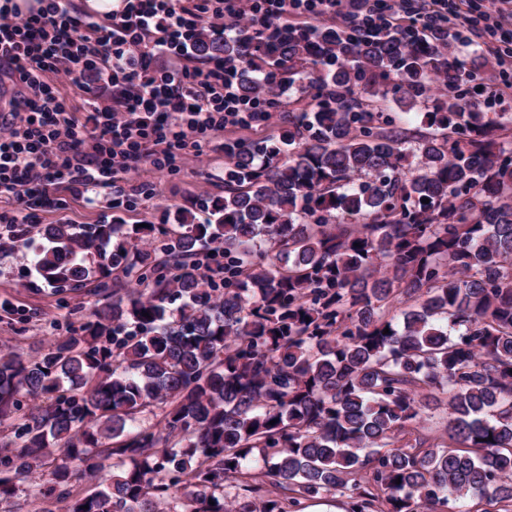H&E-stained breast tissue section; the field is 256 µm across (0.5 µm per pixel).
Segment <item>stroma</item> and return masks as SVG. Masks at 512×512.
Segmentation results:
<instances>
[{
  "mask_svg": "<svg viewBox=\"0 0 512 512\" xmlns=\"http://www.w3.org/2000/svg\"><path fill=\"white\" fill-rule=\"evenodd\" d=\"M306 107V100L284 96L266 126L218 133L202 160L188 161L177 172L159 170L151 160H141L128 179L133 184H145L149 198L114 207L109 196L103 194L89 204L59 186L38 199L35 207L45 224H101L112 220L125 224L172 223L175 211L195 212L203 199L223 196L225 142L279 136L288 127L289 113ZM31 259L28 247L22 243L0 255V347L26 358L77 327L97 301L87 288L65 294L31 289L29 283L35 278Z\"/></svg>",
  "mask_w": 512,
  "mask_h": 512,
  "instance_id": "stroma-1",
  "label": "stroma"
}]
</instances>
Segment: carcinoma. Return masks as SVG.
Returning <instances> with one entry per match:
<instances>
[{
	"instance_id": "obj_1",
	"label": "carcinoma",
	"mask_w": 512,
	"mask_h": 512,
	"mask_svg": "<svg viewBox=\"0 0 512 512\" xmlns=\"http://www.w3.org/2000/svg\"><path fill=\"white\" fill-rule=\"evenodd\" d=\"M449 39L200 30L196 55L238 58L245 98L269 96L268 69L311 108L224 144L202 219L37 227L34 287L112 301L33 359L0 352V419L33 401L0 503L50 463L39 512H303L333 491L348 512H469L470 496L509 512L512 114L486 121L457 89L420 113L423 135L381 109L418 110L439 73L480 89ZM210 254L222 289L192 270ZM132 275L144 289L121 293ZM439 394L445 440L418 429ZM85 478L100 489L74 493Z\"/></svg>"
}]
</instances>
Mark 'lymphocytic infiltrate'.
I'll return each mask as SVG.
<instances>
[{"label":"lymphocytic infiltrate","mask_w":512,"mask_h":512,"mask_svg":"<svg viewBox=\"0 0 512 512\" xmlns=\"http://www.w3.org/2000/svg\"><path fill=\"white\" fill-rule=\"evenodd\" d=\"M111 23L74 17L70 0H39L28 13L0 8V77L13 84L9 111H0V197L16 204L5 221L40 224L31 201L62 185L82 195L109 191L113 205L142 195L128 182L144 156L177 171L201 158L212 137L229 127L267 123L280 104L283 84L266 75L265 103L238 91L239 61L224 58L207 68L188 67L193 34L207 25L218 36L275 33L283 19L330 20L371 37L389 28L447 29L462 43L480 41L498 70V86L484 110L512 98V0H123ZM167 65L154 70L157 59ZM106 77L112 104L101 88L82 86L86 119H78L59 90L85 72ZM56 83H49L48 75Z\"/></svg>","instance_id":"lymphocytic-infiltrate-1"}]
</instances>
